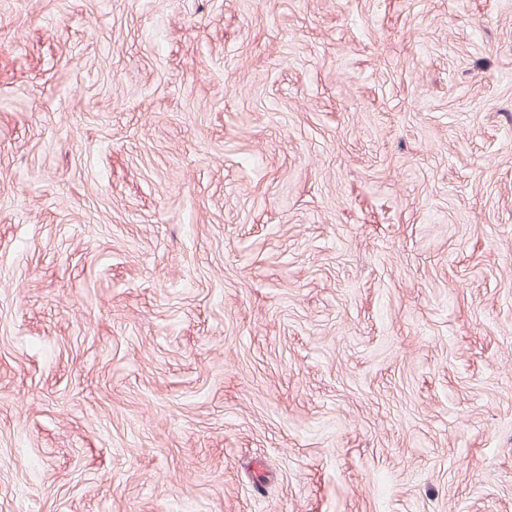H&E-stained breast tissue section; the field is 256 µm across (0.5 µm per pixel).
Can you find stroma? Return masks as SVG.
Returning <instances> with one entry per match:
<instances>
[{
  "label": "stroma",
  "mask_w": 512,
  "mask_h": 512,
  "mask_svg": "<svg viewBox=\"0 0 512 512\" xmlns=\"http://www.w3.org/2000/svg\"><path fill=\"white\" fill-rule=\"evenodd\" d=\"M512 512V0H0V512Z\"/></svg>",
  "instance_id": "obj_1"
}]
</instances>
